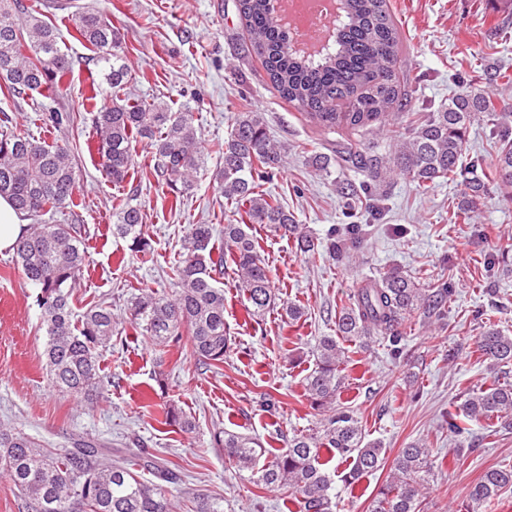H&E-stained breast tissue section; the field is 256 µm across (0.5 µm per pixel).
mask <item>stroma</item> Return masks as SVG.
<instances>
[{"label":"stroma","instance_id":"1","mask_svg":"<svg viewBox=\"0 0 512 512\" xmlns=\"http://www.w3.org/2000/svg\"><path fill=\"white\" fill-rule=\"evenodd\" d=\"M26 2L56 27L69 49L68 90L55 99L35 92L21 99L0 94V113L35 138L68 144L79 168L74 205L52 218L86 229L90 265L71 297L75 310L103 300L111 303L117 325H124L129 299L171 288L190 225L219 230L232 221L215 172L219 149L242 111L263 113L271 139L285 147L283 166L272 171L265 186L321 246L303 255L293 243L253 225L279 297L299 305L302 317L290 320L277 307L252 320L232 268H225L221 286L231 345L221 368L204 365L185 343L162 352L147 337L119 334L102 350L103 372L112 385L91 399L52 384L43 356L38 290L23 278L11 253H0V427L22 431L50 448H68L81 438L107 441L119 463L153 458L181 476L171 487L176 512H190L197 496L223 499L224 512H288L280 490L257 486L251 471L225 459L213 432L257 437L277 451L285 449V435L319 423L323 413L312 407L303 388L314 366L312 351L321 337L335 335L336 316L362 280L396 269L425 288L450 283L454 295L443 315H414L401 331V355L393 354L386 339L365 347L346 343L350 359L342 405L357 416L366 440L382 442L387 458L417 439L438 451L441 464L422 512H456L485 471L512 466V427L493 419L470 424L461 435L448 428L449 410L490 376V362L479 350L485 328L512 336V199L489 190L471 219L454 224L459 184L440 182L423 192L397 178L387 188L384 215L370 223L353 258L336 262L326 245L347 221L340 187L360 185L364 176L336 166L316 170L310 157L334 154L353 137L344 130L320 131L280 98L260 61L247 51L236 0H71L64 10L49 9L44 0ZM84 7L106 12L120 29L134 77L132 92L165 100L173 111L194 117L204 166L181 204L154 180L148 147L138 146V169L116 186L90 150L96 142L91 113L58 132L41 120L42 113L71 110L89 91L90 52L74 39L69 20ZM389 9L400 31V82L412 108L438 107L463 88L492 92L512 104V85L487 77L492 69L512 73V4L389 0ZM126 204L142 210L143 232L153 249L150 261L112 234L116 214ZM268 398L276 402L275 413L263 406ZM167 403L193 417V433L162 424ZM276 429L282 438H273ZM388 475L385 469L367 475L350 491L334 482L336 512H368Z\"/></svg>","mask_w":512,"mask_h":512}]
</instances>
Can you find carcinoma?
I'll use <instances>...</instances> for the list:
<instances>
[{
  "mask_svg": "<svg viewBox=\"0 0 512 512\" xmlns=\"http://www.w3.org/2000/svg\"><path fill=\"white\" fill-rule=\"evenodd\" d=\"M250 51L264 67L280 97L303 111L316 127L331 131L345 127L372 134L389 110L409 112L408 94L398 77L400 33L387 0H342L343 17L332 47L308 57L290 49L288 36L278 24L270 0H236ZM71 20L77 40L93 52L99 80L82 100L93 113L96 153L104 174L114 185L124 183L138 166L134 143L152 150L153 172L167 194L181 201L193 188L202 163L200 133L189 112H173L168 103L143 102L128 95L132 74L125 62L120 32L101 12L84 9ZM72 69L68 49L61 45L57 28L38 15L24 0H0V92L22 98L37 91L59 96ZM112 88L115 102L96 109L103 86ZM512 116V106L493 97L462 91L437 112L411 118L409 132L398 137L394 152L383 156L359 144L345 148V162L366 171L373 182L384 183L394 174L410 178L427 189L439 180L461 181L460 210L474 212L487 193L484 165L498 189L512 198V133L499 134L496 159L484 164L475 158L459 167L467 150L468 128L484 117ZM75 112H47L45 126L61 131L74 125ZM223 164L215 179L225 207L240 215V222L224 225L219 246L213 226L192 224L184 244V257L173 269L172 293L147 291L132 297L129 323L136 334L166 347L181 338L211 367L224 364L231 336L224 321V289L217 286L224 266L233 268L238 286L247 296L251 315L262 317L276 308L277 295L270 270L251 225L261 224L285 237L303 254L315 253L314 238L293 213L262 188L278 167L285 150L274 142L260 112H240L224 147ZM79 173L65 144L49 145L0 118V196L24 217L33 220L14 247L15 264L24 279L39 288L37 305L48 340L45 347L52 382L67 393L90 394L107 383L100 349L110 344L114 326L112 307L89 305L78 315L70 303L71 290L82 279L87 248L79 224H49L39 217L74 203ZM139 208L124 206L112 225V234L130 241V251L146 259L151 244L142 233ZM362 226L351 224L346 237L331 240L339 259L349 257L346 245H356ZM453 288L448 283L432 289L420 287L411 276L392 270L364 282L336 320L337 336L322 337L313 355L314 368L304 378L306 396L317 409L336 402L343 383L346 351L341 342L380 336L400 342L397 328L421 309L445 310ZM480 350L490 360L489 384L466 393L459 412L448 414V428L461 434L464 420L496 417L512 425V380L503 368L512 364V336L490 327L480 336ZM163 423L191 433L196 425L174 403L164 406ZM213 440L224 457L257 475L266 488L285 490L290 512H334L332 479L325 466L334 459H349L352 468L342 476L347 485L385 467L386 449L366 442L354 414L338 407L308 433L288 437V449L273 453L259 439L216 431ZM112 449L95 440L80 439L72 448H46L27 434L0 429V468L24 497L27 512H173L168 485L173 472L151 460L140 464L153 479L137 470L114 465ZM436 456L416 441L399 450L390 480L373 498L369 512H421L422 496L434 481ZM512 489V468L489 469L472 485L458 512H480L486 504Z\"/></svg>",
  "mask_w": 512,
  "mask_h": 512,
  "instance_id": "cac0c4a2",
  "label": "carcinoma"
}]
</instances>
